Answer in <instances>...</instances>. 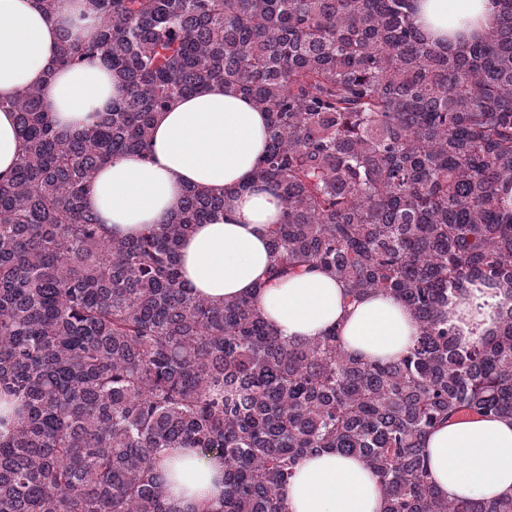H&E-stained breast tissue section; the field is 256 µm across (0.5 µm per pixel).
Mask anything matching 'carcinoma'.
I'll return each instance as SVG.
<instances>
[{
	"label": "carcinoma",
	"instance_id": "1",
	"mask_svg": "<svg viewBox=\"0 0 512 512\" xmlns=\"http://www.w3.org/2000/svg\"><path fill=\"white\" fill-rule=\"evenodd\" d=\"M412 2L89 0L96 38L63 30L57 64L99 60L112 108L69 130L39 87L0 98L22 141L0 180V512H175L157 464L175 448L224 462L203 512H286L296 464L326 451L366 462L383 512H512L441 497L421 448L453 418H512V311L469 343L448 316L469 286H512V0L455 51ZM212 83L268 115L251 182L285 203L273 275L400 299L401 358L364 362L334 329L285 340L254 300L189 288L181 242L222 193L186 189L135 237L86 208L101 166L148 152L156 114Z\"/></svg>",
	"mask_w": 512,
	"mask_h": 512
}]
</instances>
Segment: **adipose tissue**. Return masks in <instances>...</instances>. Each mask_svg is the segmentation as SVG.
Returning a JSON list of instances; mask_svg holds the SVG:
<instances>
[{
  "label": "adipose tissue",
  "mask_w": 512,
  "mask_h": 512,
  "mask_svg": "<svg viewBox=\"0 0 512 512\" xmlns=\"http://www.w3.org/2000/svg\"><path fill=\"white\" fill-rule=\"evenodd\" d=\"M88 0H56L45 13L36 0H0V97L40 87L50 119L77 130L117 95L100 62L52 71L62 30L82 39L96 26ZM496 0H418L415 24L452 47L495 27ZM267 140V116L223 85L175 101L158 113L148 153H132L103 165L85 204L115 237L137 236L164 223L186 187L227 195L222 214L197 225L182 243L184 278L196 293L220 302L250 297L281 337L314 338L335 330L344 350L366 362L401 356L417 332L407 306L390 295L347 302L340 282L313 269L298 275L271 273L269 227L285 204L272 187L250 176ZM462 342L495 334L512 312V293L484 286L448 307ZM438 493L445 499L490 500L512 496V419L450 421L423 440ZM180 468L169 481L177 512H201L224 493L223 462L189 448L174 454ZM287 512H382L383 490L372 469L355 456L323 452L302 460L283 490Z\"/></svg>",
  "instance_id": "adipose-tissue-1"
}]
</instances>
